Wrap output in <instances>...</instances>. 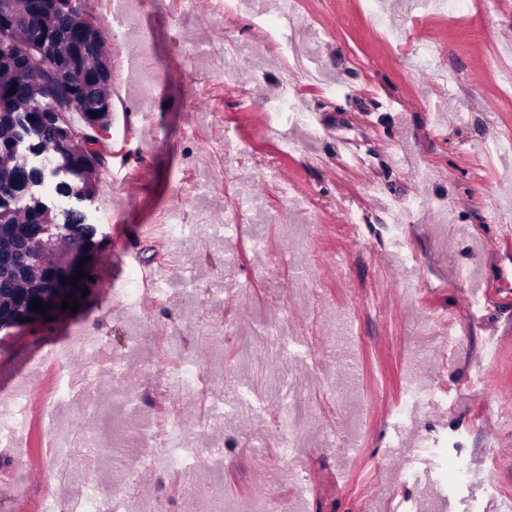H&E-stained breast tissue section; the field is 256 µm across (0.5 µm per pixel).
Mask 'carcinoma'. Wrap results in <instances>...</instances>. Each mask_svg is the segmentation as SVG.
<instances>
[{
	"instance_id": "carcinoma-1",
	"label": "carcinoma",
	"mask_w": 512,
	"mask_h": 512,
	"mask_svg": "<svg viewBox=\"0 0 512 512\" xmlns=\"http://www.w3.org/2000/svg\"><path fill=\"white\" fill-rule=\"evenodd\" d=\"M11 5L15 40L31 46L53 39V54L67 67L69 88L34 74L21 52L0 55V326L19 323L32 299L42 297L56 282H72L74 276L57 257L56 246L49 243L44 252L37 250L39 232L57 223V215L40 193L46 175L29 156L44 155L68 172L72 181L55 185V193L63 197L71 196V186L77 184L86 197L94 195L90 175L105 166L104 155L95 149L100 136L68 137L50 110L51 102L59 104L79 88L87 90L90 104L110 101V78L103 76L111 70L106 51L110 35L106 32L97 41L82 36L77 20L84 9L81 0L70 10L60 8L58 0H11ZM82 116L92 130L110 126L109 112ZM63 223L70 225L68 248L90 247L95 230L80 210L65 211Z\"/></svg>"
}]
</instances>
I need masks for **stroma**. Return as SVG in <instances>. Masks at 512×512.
Returning <instances> with one entry per match:
<instances>
[{
  "mask_svg": "<svg viewBox=\"0 0 512 512\" xmlns=\"http://www.w3.org/2000/svg\"><path fill=\"white\" fill-rule=\"evenodd\" d=\"M151 49L134 32L110 41L108 167H122L113 206L46 188L55 209L79 207L96 229L98 286L66 319L0 340V392L32 365L37 388L15 446H0V512L79 500L86 484L129 491L155 512H504L512 496V0H458L425 16L381 0H299L288 33L312 52L325 94L294 72L278 35L249 5L216 16L195 0H138ZM137 29V30H138ZM430 54L428 66L417 63ZM235 61L232 78L224 64ZM153 74L150 111L134 93ZM312 115L277 152L266 108L283 80ZM348 138L365 160L340 168ZM278 181H264L268 162ZM303 197L283 201L279 182ZM258 207L224 230L244 184ZM361 212L363 222L351 220ZM180 214L194 239L171 228ZM402 221L393 247L388 226ZM166 281L131 317L114 297L131 262ZM87 330L94 361L68 338ZM97 374L74 390L59 431L43 411L57 385L55 350ZM188 361L199 380L172 387ZM303 389L294 453H280L271 399L277 377ZM249 390L241 408L237 396ZM97 415L98 454L76 451V477L51 469L57 437L81 443ZM180 427H173V420ZM171 431L193 465H142L136 443ZM223 451L213 460L209 451ZM493 481L495 493L471 497Z\"/></svg>",
  "mask_w": 512,
  "mask_h": 512,
  "instance_id": "stroma-1",
  "label": "stroma"
}]
</instances>
